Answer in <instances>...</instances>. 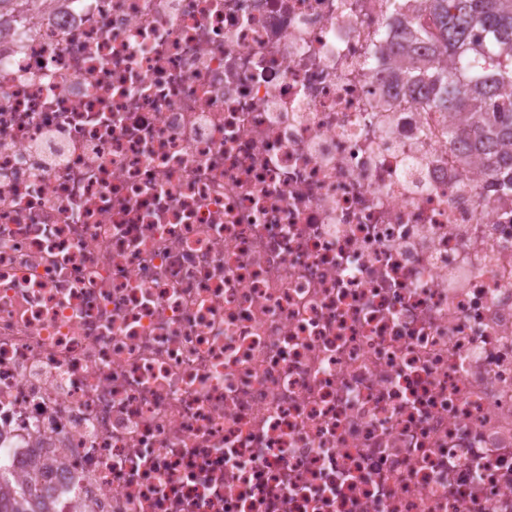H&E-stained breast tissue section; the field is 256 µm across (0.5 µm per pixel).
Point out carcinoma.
I'll list each match as a JSON object with an SVG mask.
<instances>
[{
	"mask_svg": "<svg viewBox=\"0 0 512 512\" xmlns=\"http://www.w3.org/2000/svg\"><path fill=\"white\" fill-rule=\"evenodd\" d=\"M40 0H0V10L32 12ZM432 26L414 15L398 22L391 53L423 58L406 69L411 90L426 93L427 105L455 112L463 122L448 127V144L476 154L512 192V0H426ZM52 462L35 457L24 483L0 494V512H52L38 494L39 479Z\"/></svg>",
	"mask_w": 512,
	"mask_h": 512,
	"instance_id": "carcinoma-1",
	"label": "carcinoma"
}]
</instances>
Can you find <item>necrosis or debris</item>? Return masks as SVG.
Returning a JSON list of instances; mask_svg holds the SVG:
<instances>
[{
  "label": "necrosis or debris",
  "mask_w": 512,
  "mask_h": 512,
  "mask_svg": "<svg viewBox=\"0 0 512 512\" xmlns=\"http://www.w3.org/2000/svg\"><path fill=\"white\" fill-rule=\"evenodd\" d=\"M389 0L0 16V466L54 512H512V194Z\"/></svg>",
  "instance_id": "necrosis-or-debris-1"
}]
</instances>
